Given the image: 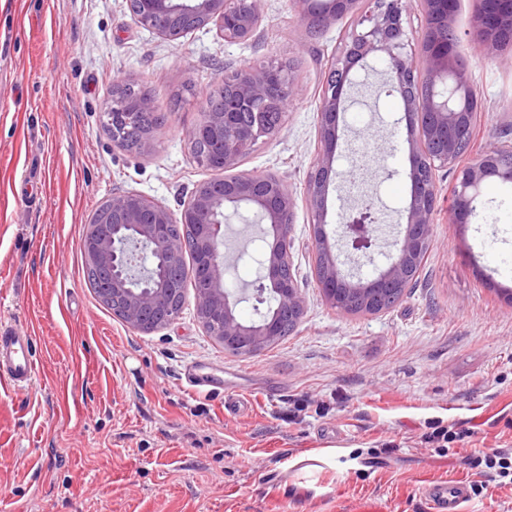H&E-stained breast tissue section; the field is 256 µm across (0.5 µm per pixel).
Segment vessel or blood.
I'll return each instance as SVG.
<instances>
[{
    "instance_id": "obj_1",
    "label": "vessel or blood",
    "mask_w": 512,
    "mask_h": 512,
    "mask_svg": "<svg viewBox=\"0 0 512 512\" xmlns=\"http://www.w3.org/2000/svg\"><path fill=\"white\" fill-rule=\"evenodd\" d=\"M36 370L32 337L24 330L0 324V386L22 390L29 386ZM429 512H461L470 496L467 483L455 479L431 482L422 489Z\"/></svg>"
}]
</instances>
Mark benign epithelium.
Listing matches in <instances>:
<instances>
[{
  "instance_id": "1",
  "label": "benign epithelium",
  "mask_w": 512,
  "mask_h": 512,
  "mask_svg": "<svg viewBox=\"0 0 512 512\" xmlns=\"http://www.w3.org/2000/svg\"><path fill=\"white\" fill-rule=\"evenodd\" d=\"M364 7H359L360 2ZM264 0H127L131 20L160 37L176 41L212 24L227 42L246 41L260 25ZM472 36L483 49L504 50L512 36V0H474ZM458 0H421V48L411 52L405 19L409 0H294L301 21L315 38L349 16L352 31L342 40L319 94L320 150L311 172L306 202L312 214L316 244L315 275L326 302L347 314L348 298L357 295L372 304L385 295L406 291L411 269L420 253L431 246V216L437 200L435 163L451 164L463 154L471 130L476 96L467 68L457 59L453 20ZM385 62L382 85L402 105L394 125L405 124L408 143L409 199L403 209L397 239L387 263L371 276L343 269L325 231L326 201L332 178L346 173L334 168L345 111L358 71L369 60ZM302 85L283 62L261 60L226 70L221 98L204 105L189 131L190 148L205 145L209 169L238 168L263 139L273 137L288 105L303 96ZM137 113L162 121L150 94L139 90ZM112 142L131 152L153 147V132L130 125L123 112L112 113ZM490 179L512 184V146H494L461 172L448 223L465 224L475 213L482 186ZM296 202L286 182L276 176L238 174L200 182L190 199L174 212L132 192L112 195L85 225L81 251L84 265L108 278L109 287L95 292L99 302L131 328L152 333L174 322L192 284L196 314L224 350L240 355L261 351L284 335L289 318H302L304 301L294 272L291 237ZM245 209L264 225L269 238L259 261L255 299L278 300L271 315L244 321L236 308L244 299L228 288L224 258L218 252L223 227L232 214ZM375 216L366 211L336 226L346 241L347 259L358 267L372 245ZM193 264L186 267L184 255Z\"/></svg>"
}]
</instances>
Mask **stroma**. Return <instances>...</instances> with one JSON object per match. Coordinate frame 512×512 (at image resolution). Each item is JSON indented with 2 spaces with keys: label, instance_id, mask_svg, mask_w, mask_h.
Returning a JSON list of instances; mask_svg holds the SVG:
<instances>
[{
  "label": "stroma",
  "instance_id": "stroma-1",
  "mask_svg": "<svg viewBox=\"0 0 512 512\" xmlns=\"http://www.w3.org/2000/svg\"><path fill=\"white\" fill-rule=\"evenodd\" d=\"M459 0L456 54L479 103L466 151L436 168L433 241L396 307L341 315L317 285L306 205L318 154L319 91L350 19L309 37L292 0H265L247 41L214 26L171 42L136 26L126 0H0V323L28 331L38 366L30 386L0 390V512H427L422 485H470L463 512H512V485L466 459L512 447V185L485 183L484 207L448 221L461 171L491 146H512V62L480 51ZM274 56L303 96L277 134L240 166L283 178L295 201L293 260L305 312L288 336L250 355L226 352L193 298L150 334L131 329L85 283L81 238L116 192L180 209L199 166L188 133L225 69ZM382 63L360 75L340 115L327 232L374 202L381 222L371 263L382 265L409 198L405 129L382 93ZM150 91L166 120L151 150L112 143L100 113L113 77ZM261 227L232 218L223 253L230 287L255 282ZM204 366L216 391L186 382ZM246 397L243 413L224 409ZM302 400L296 420L284 412ZM471 430L440 455L431 425Z\"/></svg>",
  "mask_w": 512,
  "mask_h": 512
}]
</instances>
